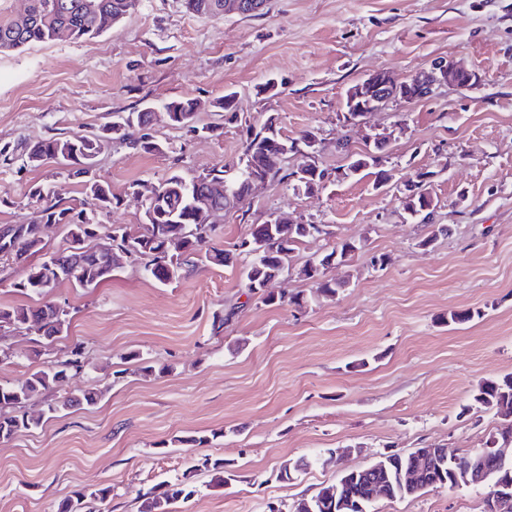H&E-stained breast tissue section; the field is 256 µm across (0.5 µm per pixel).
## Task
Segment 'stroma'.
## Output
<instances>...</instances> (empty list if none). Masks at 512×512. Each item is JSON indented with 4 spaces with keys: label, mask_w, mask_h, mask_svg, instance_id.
Wrapping results in <instances>:
<instances>
[{
    "label": "stroma",
    "mask_w": 512,
    "mask_h": 512,
    "mask_svg": "<svg viewBox=\"0 0 512 512\" xmlns=\"http://www.w3.org/2000/svg\"><path fill=\"white\" fill-rule=\"evenodd\" d=\"M480 75L469 90L438 88L421 101H392L358 126L344 119L346 90L367 74L403 79L437 60ZM275 80L277 87L262 92ZM235 92L254 125L274 121L295 137L321 140L317 161L330 173L306 194L284 183L257 187L244 210L227 214L213 244L227 251L273 212L328 233L301 246L274 292L302 306H267L247 297L240 266H198L161 285L139 265L113 271L99 287L63 284L53 302L71 312L67 332L38 352L29 336L0 361V383L24 379L81 346L85 367L62 394L95 388L97 405L52 417L0 441V512H55L59 501L98 486L112 489L105 512H137L138 491L179 477L191 457H221L237 481L213 488L194 476V497L172 512H269L369 466L385 452L442 445L484 447L502 420L478 407V384L512 374V0H268L261 16L201 18L178 0H141L111 32L92 40L32 43L0 54V146L57 130L85 134L116 112L196 105V123L216 122L212 103ZM388 133L378 163L387 187L360 173L344 176L339 138L362 149ZM166 150L108 145L98 180L120 197L104 225L138 231V182L156 185L171 170L198 174L238 160L245 135L235 123L221 136L193 137L157 123ZM431 172L435 208L427 223L409 218L402 191ZM44 184L63 198L83 185L48 164L0 166V224H27V196ZM431 246H422L424 238ZM357 246L325 270L335 296L317 295L301 273L336 242ZM384 256V268L372 259ZM479 311L451 325L449 312ZM226 315L222 330L213 318ZM151 361L152 371L142 369ZM207 435L202 446L184 437ZM356 447L340 466H314L280 480L282 465L324 448ZM376 512H484L479 487L431 489L381 500Z\"/></svg>",
    "instance_id": "obj_1"
}]
</instances>
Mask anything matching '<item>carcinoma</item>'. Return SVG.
I'll return each mask as SVG.
<instances>
[{
  "label": "carcinoma",
  "mask_w": 512,
  "mask_h": 512,
  "mask_svg": "<svg viewBox=\"0 0 512 512\" xmlns=\"http://www.w3.org/2000/svg\"><path fill=\"white\" fill-rule=\"evenodd\" d=\"M185 9L202 18L215 17L224 8V0H182ZM139 6V0H30L26 14L19 17L0 18V54L21 49L33 42H53L66 35L75 40L95 38L105 32L112 22V16H128ZM213 107L224 113V121L241 122L243 117L235 111V95L227 93L213 101ZM134 118L144 117L142 122L127 125L120 136L110 137L104 132L90 135L50 136L36 141L24 140L13 148L0 147V162L4 165L18 166V170L27 167L38 168L51 162L60 163L69 168L70 175L84 183L86 199L80 203H70L42 186L29 190V198L38 204L36 219L29 224H0V269H19L21 276L14 286L25 294L44 295L43 285L56 288L69 284L75 288H96L112 277V271L118 264L112 263L100 248L91 246V239L98 236L100 224L94 222L100 212L110 213L119 208L120 199L112 193V186L88 175L87 157L106 143L112 141L128 149L147 154H159L164 144L149 133L152 127L151 113H131ZM267 121L257 128L246 124V136L242 141V154L237 162L236 175L225 176L224 168L213 167L197 176L187 177L179 171L171 172L158 189L162 204L154 207L152 213L144 216L146 243L152 248L168 245L173 248L181 271L176 279H181L197 264L210 263L226 266L239 257L244 263L246 288L251 297L265 305L277 302V299L256 292L254 285L272 281L289 270L292 254L312 234L319 233L317 224L281 225L272 219L252 225L249 239H263L270 243L268 249L260 254L246 247L241 241L239 252L209 248L212 235L195 236L189 233L192 224H215L224 213L242 209L251 196L250 181L257 174H263L269 181H287L293 190L308 194L317 190L324 182L325 172L313 160L307 163L310 177L306 183L295 178L296 171L281 174V167H271L266 156L273 153L267 146L269 136L265 130L272 126ZM218 180L222 184L220 201L213 207L214 213L185 219L190 199L199 195L206 197L210 182ZM426 174L419 175L409 194L404 198V210L410 216L425 222L431 214L429 207L434 204L428 188ZM49 224L67 226V242L49 256L33 261L32 257L45 248L43 231ZM357 246L343 241L331 247L315 262L305 265L304 275L316 280V289L323 296L336 294V283L320 278V270L325 268L329 259L342 260ZM134 259L143 265L144 270L157 282L170 284L169 271L152 265L151 254L137 248ZM69 312L60 310V305L47 302L33 307H0V325H10L18 329H45L44 337L51 344L55 337L63 333L68 324L61 323V317ZM83 352L79 347L67 351L64 359L47 367L34 369L27 377L15 382L0 383V439H8L20 431L35 429L43 424L45 415H54L75 405L92 406L97 403L101 393L92 389L85 390L79 396L54 398L39 413L26 410L28 402L39 395L58 390L66 381L67 373L79 371L83 367ZM474 402L481 408L495 412L508 422L512 429V374L498 380L480 383L473 394ZM436 455L422 471L420 483L434 484L438 488L454 489L466 485L459 464L467 461L470 453L456 455L457 462L448 459L445 448L436 447ZM416 465V452H387L382 454L377 466L372 470L359 469L357 475L344 480L338 475L336 481L321 486L313 496L297 499L301 504L309 500L313 512H350L347 504H360L356 512H372L373 501L367 498V485L376 480L384 483L386 499L396 500L415 497L417 493L400 481V475ZM202 471L209 476L210 486L221 487L235 480L237 475L228 468L221 457L203 455L193 459L182 477L165 483L161 492L149 489L138 492L140 505L138 512H172L171 505L179 500H187L198 493L191 482V474ZM112 494L109 486L96 488L89 493L80 492L66 498L57 505V512H81L83 499L88 496L99 503L106 502Z\"/></svg>",
  "instance_id": "1"
}]
</instances>
